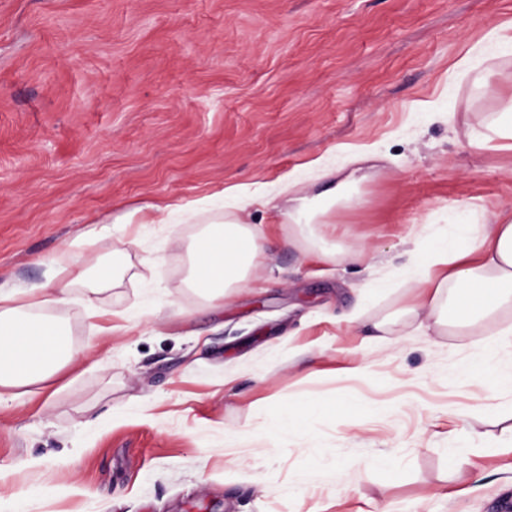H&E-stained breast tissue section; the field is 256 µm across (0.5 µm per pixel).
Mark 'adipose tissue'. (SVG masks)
Segmentation results:
<instances>
[{
	"label": "adipose tissue",
	"mask_w": 512,
	"mask_h": 512,
	"mask_svg": "<svg viewBox=\"0 0 512 512\" xmlns=\"http://www.w3.org/2000/svg\"><path fill=\"white\" fill-rule=\"evenodd\" d=\"M491 121H478L467 131V143L476 150H512V96ZM321 185L313 191H294L292 175L282 177L286 206L274 204L261 189L247 184L223 190L225 198L243 209L254 204L270 208L272 223L285 220L298 232L310 225L327 228L337 205L353 198L347 183L329 180L318 168ZM210 198L187 204L146 203L125 213L124 224H165L172 213L191 220L207 210ZM264 236L262 226L246 224L231 212L213 218L192 245L188 288L212 305H223L226 294L247 279L258 256L256 243ZM54 263L57 280L11 292H0V407L23 395L46 393L59 372L83 363L84 349L75 347L67 329L50 308L62 309L70 302L71 288L83 280L72 245H65ZM409 287L415 302L406 310L411 326L422 329L424 318L435 325L454 323L477 332L482 321L499 308H512V212L492 214L483 224H459L448 239L414 259Z\"/></svg>",
	"instance_id": "adipose-tissue-1"
}]
</instances>
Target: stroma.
Wrapping results in <instances>:
<instances>
[{
	"label": "stroma",
	"instance_id": "35a3bbf8",
	"mask_svg": "<svg viewBox=\"0 0 512 512\" xmlns=\"http://www.w3.org/2000/svg\"><path fill=\"white\" fill-rule=\"evenodd\" d=\"M508 22L512 0H0V289L93 235L61 313L87 359L0 410V512L512 505V386L457 384L473 336L399 318L412 250L512 208V151L466 141L512 95V44L457 69ZM317 159L369 173L362 204L317 248L247 207L266 235L220 310L185 285L204 217L117 222L288 173L303 191ZM90 303L115 332L93 334Z\"/></svg>",
	"mask_w": 512,
	"mask_h": 512
}]
</instances>
